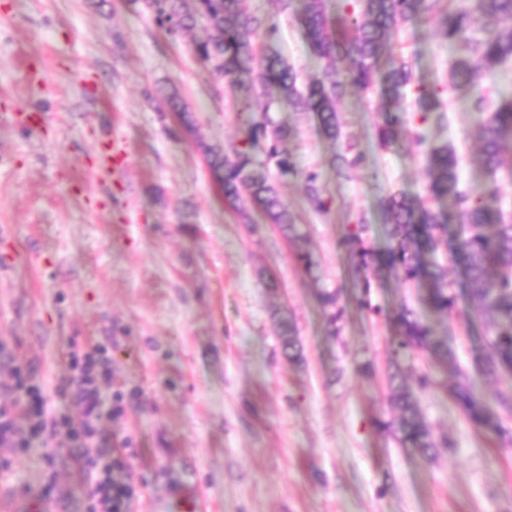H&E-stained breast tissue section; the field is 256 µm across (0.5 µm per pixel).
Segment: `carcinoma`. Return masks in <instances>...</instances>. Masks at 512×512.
Masks as SVG:
<instances>
[{"label": "carcinoma", "mask_w": 512, "mask_h": 512, "mask_svg": "<svg viewBox=\"0 0 512 512\" xmlns=\"http://www.w3.org/2000/svg\"><path fill=\"white\" fill-rule=\"evenodd\" d=\"M143 3L155 11L160 24L171 33L192 28L198 14L213 22L214 33L194 43L193 50L218 74L245 87L248 96L241 108L247 113L243 148L230 154L209 146L204 148L212 177L221 186L229 206L240 207L243 195H248L251 204L262 211L265 223L278 226L296 244L298 262L307 274H313L316 261L309 251L302 249L306 234L294 224L270 176L272 167L282 175L295 172L291 157L280 148L288 129L273 118L270 109L272 104L284 100L299 111L311 112L323 134L335 140L340 135L336 99L345 93L346 84L338 79L336 69L328 67L321 78L298 86L297 73L288 67L277 49L276 26L265 29L264 44L256 45L263 21L248 11L245 0H195L192 12L183 10L184 0ZM305 4L299 21L312 53L332 61L350 59L351 84L361 89L379 85L384 112L377 138L383 147L395 145L403 132L401 99L405 89L412 85L411 65L402 59L380 72L377 63L389 49L396 30L435 11V0H353L343 16L350 28L348 32L336 26L327 0H305ZM480 16L494 18L506 28V33L471 42L466 33ZM437 23L448 44L460 45L465 50L450 62L448 70L449 86L455 91L479 86L485 76L512 60V0H472L469 7L438 12ZM257 86L269 98L268 106L258 117L252 113L250 96ZM416 92L429 111L446 106L438 86L419 85ZM165 99L173 111L183 114L184 126L191 128L186 105L177 92L165 94ZM476 107L489 116L480 123L482 146L475 163L494 178L503 167L504 154L512 151V90L501 91L492 99L481 96ZM427 163L431 175L429 199L433 204L400 192L390 194L382 204L383 230L389 241L384 250L367 245L372 231L369 224L354 225L342 239L352 277L360 288L358 305L375 310L370 303L371 288L382 287L394 275L423 284L429 308L448 316L457 310L459 302L455 283L448 279V263L461 260L466 301L487 329L480 357L482 368L492 377L505 376L512 371V224L505 223L493 209L495 190L476 195L461 186L459 158L452 146L430 144ZM307 182L310 204L320 211L326 209L328 201L323 187L317 183V175L308 174ZM450 200L458 206L462 224L461 235L452 244L448 243V213L443 209V204ZM318 298L321 307L330 310V323H337L342 310L337 308L336 292L321 290ZM392 324L396 336L390 386L397 416L382 427L392 430L402 446L430 458L448 441L438 439L425 421L415 391L401 378L400 359L410 351H421L444 364H452L454 355L445 339L408 307L394 314ZM277 332L284 356L293 362L301 360L302 348L293 319L280 318ZM451 397L473 425L492 434L502 432L500 416L465 375H459Z\"/></svg>", "instance_id": "carcinoma-1"}]
</instances>
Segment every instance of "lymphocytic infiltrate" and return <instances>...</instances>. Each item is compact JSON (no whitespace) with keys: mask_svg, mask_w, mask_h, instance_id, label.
<instances>
[{"mask_svg":"<svg viewBox=\"0 0 512 512\" xmlns=\"http://www.w3.org/2000/svg\"><path fill=\"white\" fill-rule=\"evenodd\" d=\"M71 401L82 420L55 410L48 394V380L36 377L31 370L18 367L9 387L12 402L0 404V447L27 449L30 442L40 441L45 460H53L58 442H65L83 462L87 512H124L133 498L131 482L115 479L114 471L125 467L121 459L102 460L96 451L101 411V386L112 378L109 350L98 343L87 350L70 354Z\"/></svg>","mask_w":512,"mask_h":512,"instance_id":"obj_1","label":"lymphocytic infiltrate"}]
</instances>
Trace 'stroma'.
<instances>
[{
    "label": "stroma",
    "mask_w": 512,
    "mask_h": 512,
    "mask_svg": "<svg viewBox=\"0 0 512 512\" xmlns=\"http://www.w3.org/2000/svg\"><path fill=\"white\" fill-rule=\"evenodd\" d=\"M275 22L278 49L300 83L320 77L292 11L246 0ZM205 20L176 34L141 0H0V385L15 366L52 380L56 410L70 411L72 347L112 353L97 448L122 454L136 496L127 512H153L182 485H196L211 512H512V415L506 438L475 428L450 399L454 370L494 399L512 389L478 366L483 326L467 307L440 316L416 283L389 279L359 310L340 241L358 223L382 248L381 198H426L423 150L409 136L381 147L377 90L347 88L336 110L341 135L326 138L315 116L285 104L272 115L290 130L282 147L296 171L275 176L282 202L307 234L318 264L309 277L296 248L272 225L250 224L227 205L203 149L232 151L245 137L243 90L193 50ZM435 20L405 24L390 60L408 59L414 80L447 76L458 56ZM177 91L193 122L186 132L161 95ZM447 121L427 120L431 141L456 149L464 186L496 188L512 220V180L490 179L471 162L478 113L460 94ZM126 155L114 169L112 151ZM353 149L347 179L329 166ZM316 173L332 203L314 210L306 177ZM336 291V328L316 298ZM408 306L453 349L449 366L419 353L402 360L419 405L449 447L430 459L404 448L379 422L396 409L387 374L395 330ZM291 316L301 362L281 352L275 323ZM0 489L41 495L55 478L58 512H86L79 466L68 446L54 463L41 445L18 453Z\"/></svg>",
    "instance_id": "35a3bbf8"
}]
</instances>
